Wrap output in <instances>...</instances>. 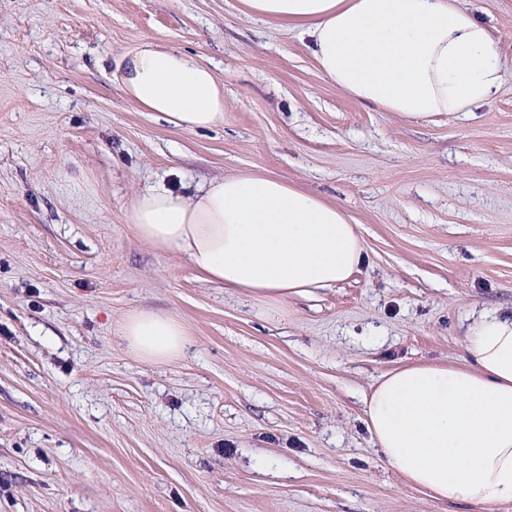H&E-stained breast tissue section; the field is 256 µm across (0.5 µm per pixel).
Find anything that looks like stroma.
I'll return each mask as SVG.
<instances>
[{"mask_svg":"<svg viewBox=\"0 0 512 512\" xmlns=\"http://www.w3.org/2000/svg\"><path fill=\"white\" fill-rule=\"evenodd\" d=\"M512 65V0H467ZM143 41L198 56L223 126L181 131L112 74ZM272 174L345 210L366 260L315 299L206 282L128 221L157 178ZM189 333L135 357L139 309ZM512 312V79L405 119L327 80L242 0H0V512H485L429 498L366 426L386 373L459 365ZM119 336L140 359L164 363L181 356L188 343L185 326L173 315L141 310L127 315Z\"/></svg>","mask_w":512,"mask_h":512,"instance_id":"stroma-1","label":"stroma"}]
</instances>
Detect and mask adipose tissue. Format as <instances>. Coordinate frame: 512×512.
<instances>
[{
  "mask_svg": "<svg viewBox=\"0 0 512 512\" xmlns=\"http://www.w3.org/2000/svg\"><path fill=\"white\" fill-rule=\"evenodd\" d=\"M247 14L296 28L323 77L357 102L404 118L469 112L512 66L492 29L463 0H243ZM123 93L183 131L224 121V86L200 59L152 42L116 64ZM137 237L186 257L205 281L266 304L346 281L365 262L351 217L271 175L217 176L178 190L157 180L137 193ZM119 334L140 359L181 356L185 326L141 310ZM462 367L385 374L365 395L369 433L410 484L443 501L512 502V314L482 312L465 331Z\"/></svg>",
  "mask_w": 512,
  "mask_h": 512,
  "instance_id": "adipose-tissue-1",
  "label": "adipose tissue"
}]
</instances>
